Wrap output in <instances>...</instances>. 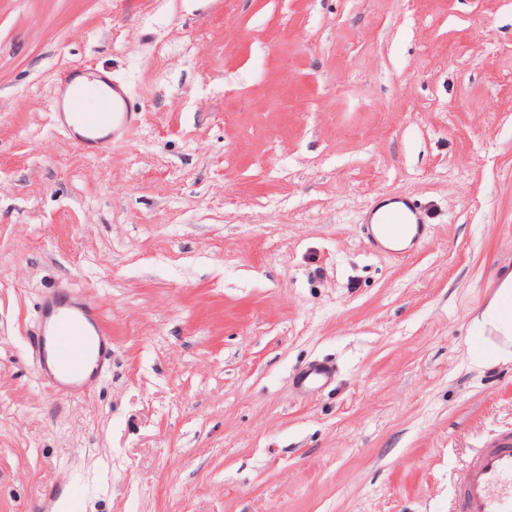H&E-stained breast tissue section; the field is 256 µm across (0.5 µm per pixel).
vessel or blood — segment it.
Segmentation results:
<instances>
[{
	"label": "vessel or blood",
	"mask_w": 512,
	"mask_h": 512,
	"mask_svg": "<svg viewBox=\"0 0 512 512\" xmlns=\"http://www.w3.org/2000/svg\"><path fill=\"white\" fill-rule=\"evenodd\" d=\"M73 119L82 131L76 145L83 150H108L117 135H130L136 127L117 86L111 94L97 96L93 109L74 113ZM364 230L374 248L393 254L405 236L419 244L431 234L421 207L407 198L397 199ZM42 323L36 338L39 377L57 395L71 394L85 374H99L112 353L100 308L89 299L72 302L66 291L55 290L42 306ZM334 374L332 364L315 363L300 372L296 383L308 390L325 385ZM456 512H512V430L499 432L474 455L456 491Z\"/></svg>",
	"instance_id": "b4317fda"
}]
</instances>
